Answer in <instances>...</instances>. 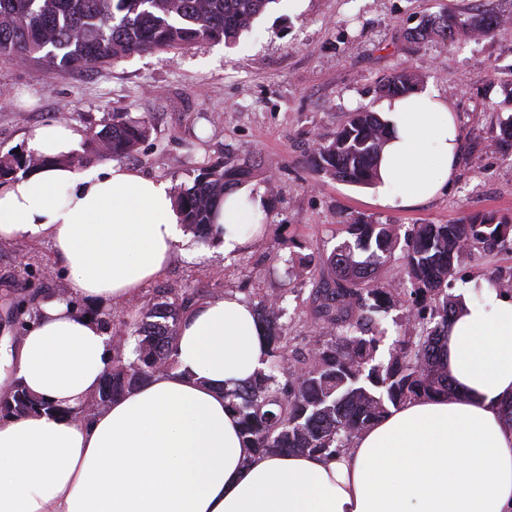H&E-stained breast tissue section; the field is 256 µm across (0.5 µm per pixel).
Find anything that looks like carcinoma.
I'll return each instance as SVG.
<instances>
[{
    "mask_svg": "<svg viewBox=\"0 0 512 512\" xmlns=\"http://www.w3.org/2000/svg\"><path fill=\"white\" fill-rule=\"evenodd\" d=\"M273 0H0V59L42 63L61 70L89 69L135 54L177 49L200 41L234 42L252 27ZM500 19L479 10L450 12L411 29L407 37L432 33L454 38L488 34ZM421 76L408 68L380 82L385 96L412 91ZM144 122L112 114V123L91 134L89 144L102 157L122 159L147 139ZM386 142L385 124L368 109L349 113L334 136L319 143L313 164L337 180L368 187L377 176L376 160ZM494 146L512 148V115L490 136ZM43 159L8 152L0 155V178L16 175ZM253 175V167L232 158L204 163L193 184L174 186L182 225L203 244L217 201ZM351 240L329 257H305L292 265L300 281L318 283L313 292L314 323L326 330L303 351L282 322L286 296H263L254 308L265 327L270 351L266 369L250 384L229 393L242 434L266 453L334 455L348 448L364 429L390 408L418 397L452 390L445 371L450 317L460 297L448 293L459 264L512 253V224L492 216L463 224H419L400 233L395 224L355 217L344 224ZM404 243L408 287L392 291L379 269ZM406 304L404 328L391 343L382 319ZM195 295L162 301L135 314H121L125 335L112 348V368L98 392L101 406L145 382L159 365L173 364L178 325ZM388 345L387 355L380 347ZM40 410L74 416L31 397L20 384L0 399L1 416Z\"/></svg>",
    "mask_w": 512,
    "mask_h": 512,
    "instance_id": "carcinoma-1",
    "label": "carcinoma"
}]
</instances>
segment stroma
<instances>
[{
  "mask_svg": "<svg viewBox=\"0 0 512 512\" xmlns=\"http://www.w3.org/2000/svg\"><path fill=\"white\" fill-rule=\"evenodd\" d=\"M476 4L503 19L487 36L403 37L429 18ZM404 67L448 100L462 148L455 179L440 195L413 208H382L373 188L316 173L309 158L314 139L332 136L349 112H380V80ZM493 69L495 82L488 79ZM25 93L38 97L36 107L23 105ZM490 100L496 110L487 109ZM116 112L150 128L127 165L192 184L189 147L202 139L210 160L253 164L246 186L265 201L260 238L228 255L210 244L197 259L175 257L123 312L138 311L166 288H189L203 300L227 291L283 293L284 320L297 334L313 296L310 286L291 288L288 261L329 256L347 238V218L405 230L476 214L512 222V155L486 140L512 114V0H274L231 45L202 41L89 71L0 61V155L24 149L30 128L61 122L97 131ZM66 292L49 242L0 241V336L20 334L14 301L27 300L35 314L43 299Z\"/></svg>",
  "mask_w": 512,
  "mask_h": 512,
  "instance_id": "stroma-1",
  "label": "stroma"
}]
</instances>
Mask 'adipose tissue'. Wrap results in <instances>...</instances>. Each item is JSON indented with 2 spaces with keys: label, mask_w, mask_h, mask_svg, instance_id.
I'll use <instances>...</instances> for the list:
<instances>
[{
  "label": "adipose tissue",
  "mask_w": 512,
  "mask_h": 512,
  "mask_svg": "<svg viewBox=\"0 0 512 512\" xmlns=\"http://www.w3.org/2000/svg\"><path fill=\"white\" fill-rule=\"evenodd\" d=\"M387 140L376 201L411 207L454 179L461 138L432 89L382 104ZM81 127L34 128L44 163L0 181V240H49L67 282L18 340L0 339V396L14 383L61 407L97 393L112 329L70 302L134 300L175 256L204 247L185 233L170 183L108 161L78 168ZM264 208L245 188L222 202L221 249L248 242ZM448 329V396L412 399L335 457L246 447L224 394L265 367L252 304L226 293L181 319L172 368L74 421L46 412L0 418V512H512V298L489 281L461 288Z\"/></svg>",
  "instance_id": "adipose-tissue-1"
}]
</instances>
